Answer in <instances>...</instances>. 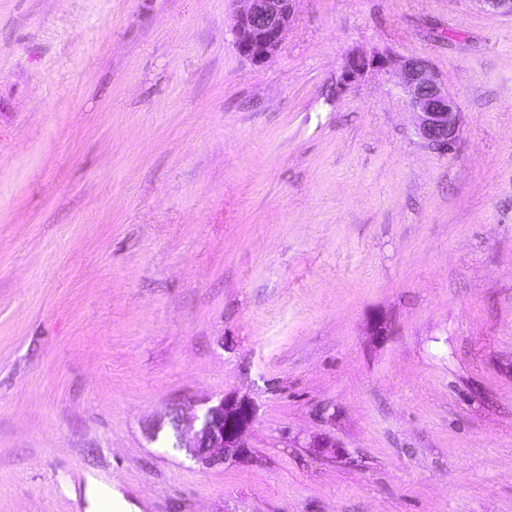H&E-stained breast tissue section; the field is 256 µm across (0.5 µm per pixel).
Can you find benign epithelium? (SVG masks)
Listing matches in <instances>:
<instances>
[{
	"label": "benign epithelium",
	"mask_w": 512,
	"mask_h": 512,
	"mask_svg": "<svg viewBox=\"0 0 512 512\" xmlns=\"http://www.w3.org/2000/svg\"><path fill=\"white\" fill-rule=\"evenodd\" d=\"M241 8L234 18L235 46L238 53L261 65L278 50L288 33L297 0H238ZM383 55L353 53L344 67V79L352 82L370 70L388 69ZM399 85L408 106L417 115L416 134L427 148L443 155L456 151L461 112L454 99L432 71L428 61L407 58L399 69ZM257 419L254 403L246 395L227 394L198 414L186 416L175 410L171 424L176 447L183 448L205 470L226 463H246L252 453L248 433ZM294 445L308 448L319 456H342V444L329 433H316Z\"/></svg>",
	"instance_id": "7a95c632"
}]
</instances>
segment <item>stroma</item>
Returning <instances> with one entry per match:
<instances>
[{"mask_svg":"<svg viewBox=\"0 0 512 512\" xmlns=\"http://www.w3.org/2000/svg\"><path fill=\"white\" fill-rule=\"evenodd\" d=\"M239 7L0 0V512H512V16L298 0L257 65ZM229 393L253 459L200 469L170 416ZM389 63L388 57L383 55L367 56L353 53L346 60L343 76L345 81L352 82L362 77L369 70H387ZM399 85L417 115L416 134L427 148L453 154L459 141L461 112L427 60L407 58L399 69ZM296 447L310 448L311 452L319 456H327L338 458L342 456V444L336 440V437L329 433H316L306 438L303 444L299 443V439L293 438L289 440ZM298 445V446H297Z\"/></svg>","mask_w":512,"mask_h":512,"instance_id":"1","label":"stroma"}]
</instances>
